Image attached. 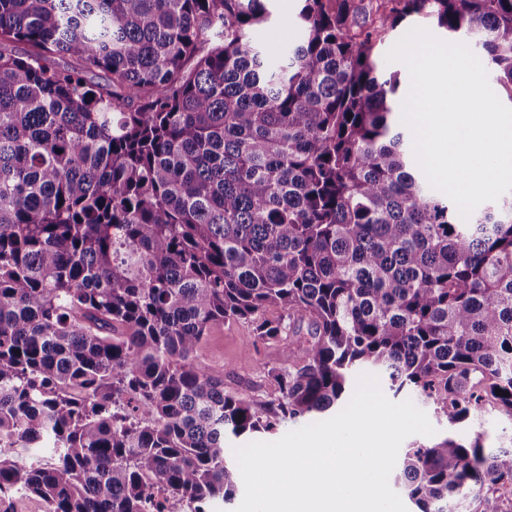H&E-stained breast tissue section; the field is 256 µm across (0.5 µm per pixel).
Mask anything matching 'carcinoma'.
I'll return each instance as SVG.
<instances>
[{"mask_svg":"<svg viewBox=\"0 0 512 512\" xmlns=\"http://www.w3.org/2000/svg\"><path fill=\"white\" fill-rule=\"evenodd\" d=\"M302 2L271 60L265 0H0V442L53 457L0 451V494L206 512L227 442L340 410L365 368L447 421L398 464L418 512H512V449L455 435L512 417V196L464 220L430 187L376 54L419 17L512 91V0ZM239 320L283 343L275 400L195 362Z\"/></svg>","mask_w":512,"mask_h":512,"instance_id":"cac0c4a2","label":"carcinoma"}]
</instances>
